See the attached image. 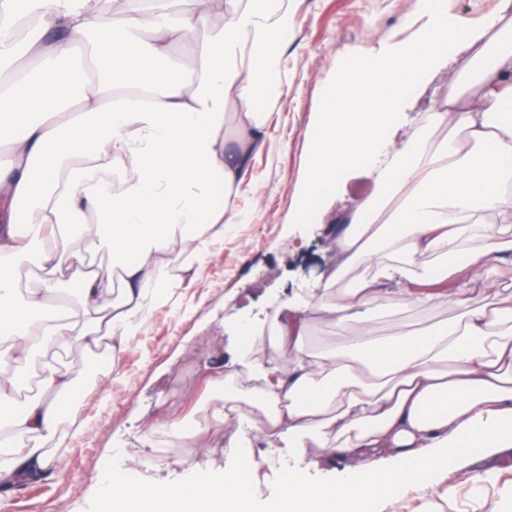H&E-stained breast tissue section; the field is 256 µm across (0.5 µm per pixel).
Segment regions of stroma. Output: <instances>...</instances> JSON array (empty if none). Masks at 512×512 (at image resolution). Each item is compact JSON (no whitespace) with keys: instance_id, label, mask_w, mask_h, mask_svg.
Masks as SVG:
<instances>
[{"instance_id":"stroma-1","label":"stroma","mask_w":512,"mask_h":512,"mask_svg":"<svg viewBox=\"0 0 512 512\" xmlns=\"http://www.w3.org/2000/svg\"><path fill=\"white\" fill-rule=\"evenodd\" d=\"M446 8L480 31L479 47L512 30V0H447ZM488 17L494 18L493 27H484ZM423 22L422 0H291L286 41L267 58L283 92L270 94L261 106L268 115L270 147L254 160L241 187V223L212 241L202 259L171 250L174 277L164 298L116 356L103 347L65 351L63 364L77 395L63 400L65 414L46 443L47 472L28 484L36 492L26 503L28 512H102L112 486L101 473L106 462L127 484L172 491L197 478L239 474L241 460H251L249 512H273L285 486L284 471L300 475L305 485L350 474V462L327 460L312 447L299 458L280 438L258 433L255 413H248L237 433L208 425L207 419L231 359L248 346V331L270 325L278 300L305 296L335 268L336 243L324 225L336 223L375 189L372 170L364 165L348 172L313 213L302 210L299 187L310 134L327 107L324 83L377 49L380 36L410 40ZM459 65L458 58L441 59L411 86L387 136L389 149L400 146L420 113L447 98ZM455 315L448 306L398 308L377 318L372 329L374 335L391 336ZM163 421L202 430L203 445L193 448L192 461L179 455L178 441L155 434ZM474 471L488 476L478 489L468 481ZM439 489L436 496L415 488L383 495L368 512H433L441 503L445 512H488L491 501L499 512H512V448L462 458Z\"/></svg>"}]
</instances>
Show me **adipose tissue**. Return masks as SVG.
Wrapping results in <instances>:
<instances>
[{
	"label": "adipose tissue",
	"mask_w": 512,
	"mask_h": 512,
	"mask_svg": "<svg viewBox=\"0 0 512 512\" xmlns=\"http://www.w3.org/2000/svg\"><path fill=\"white\" fill-rule=\"evenodd\" d=\"M0 0V68L17 51L34 70L0 83V344L17 365L48 348L125 344L166 281L173 246L199 255L240 223V187L267 144L257 104L272 88L266 66L272 40L288 25V0H183L168 18L162 0ZM40 21L24 44L11 36L32 10ZM224 25L199 41L215 11ZM426 23L408 42L384 44L325 83L329 108L309 150L303 202L320 201L345 172L371 163L377 194L329 232L339 263L332 297L310 293L274 309L270 335L252 343L226 375L224 403L211 421L241 428L244 406H262L265 431L287 448H319L354 461L358 477L286 487L288 512L312 506L356 512L391 484L435 489L464 448H512V33L462 60L445 104L424 113L391 158L381 147L417 76L447 56L464 18L445 0H426ZM151 39H143L144 30ZM190 48L204 63L190 77L173 55ZM232 129H225V117ZM440 128L461 132L454 146L432 145ZM30 204L37 219L16 215ZM96 233L112 250L120 294L104 296L102 270L78 267L79 304L94 311L80 325L61 300L67 276L60 224ZM41 271L26 293L21 268ZM364 268L349 286L345 271ZM398 291H388L389 283ZM494 287L491 303L472 306L474 283ZM423 285V293L411 284ZM459 310L457 319L380 337L374 313L395 306ZM347 334L342 350L313 347L314 323ZM288 358L270 366L263 342ZM17 375L0 372V485L48 465L42 445L62 417L59 395L72 394L66 369L50 368L44 392L16 406ZM250 485L232 475L207 477L168 495L113 481L108 512H245Z\"/></svg>",
	"instance_id": "1"
}]
</instances>
